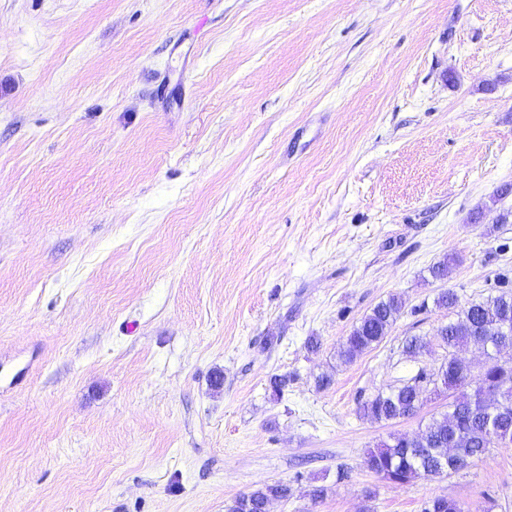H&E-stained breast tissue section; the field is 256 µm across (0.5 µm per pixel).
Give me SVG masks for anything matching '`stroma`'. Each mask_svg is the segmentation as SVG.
<instances>
[{"instance_id": "stroma-1", "label": "stroma", "mask_w": 512, "mask_h": 512, "mask_svg": "<svg viewBox=\"0 0 512 512\" xmlns=\"http://www.w3.org/2000/svg\"><path fill=\"white\" fill-rule=\"evenodd\" d=\"M503 273L512 0H0V512H229L274 481L270 512H512L511 445L364 465L454 392L360 411L443 364L441 290ZM402 307L401 299L395 295L374 306L353 326L337 351L338 359L345 364L353 362L363 352L379 344L396 322ZM417 374L400 386L379 392L361 405L363 415L375 421H395L418 414L423 404L422 380L428 375ZM425 376V377H424ZM288 483L275 481L264 484L248 493L240 495L231 508V512H265L266 505L275 499L288 500L292 496Z\"/></svg>"}]
</instances>
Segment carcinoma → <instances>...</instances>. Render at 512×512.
I'll use <instances>...</instances> for the list:
<instances>
[{
    "label": "carcinoma",
    "instance_id": "cac0c4a2",
    "mask_svg": "<svg viewBox=\"0 0 512 512\" xmlns=\"http://www.w3.org/2000/svg\"><path fill=\"white\" fill-rule=\"evenodd\" d=\"M435 303L456 311L457 319L437 330L440 342L448 347V358L439 368V383L462 396L448 404V411L432 418L414 438L391 435L368 450L364 465L385 480L408 484L431 479L446 470H461L485 454L491 438L512 443V359L501 354L512 351V289L466 306H459L457 294L446 289ZM401 299L392 295L379 302L356 323L337 351L338 359L351 363L363 352L379 344L401 313ZM478 341L484 345L480 373L456 350ZM424 375H416L400 386L379 392L361 405L363 415L375 421H395L418 414L423 404ZM292 488L275 481L240 495L231 512H265L275 499L286 500ZM423 512H462L456 500L436 496Z\"/></svg>",
    "mask_w": 512,
    "mask_h": 512
}]
</instances>
